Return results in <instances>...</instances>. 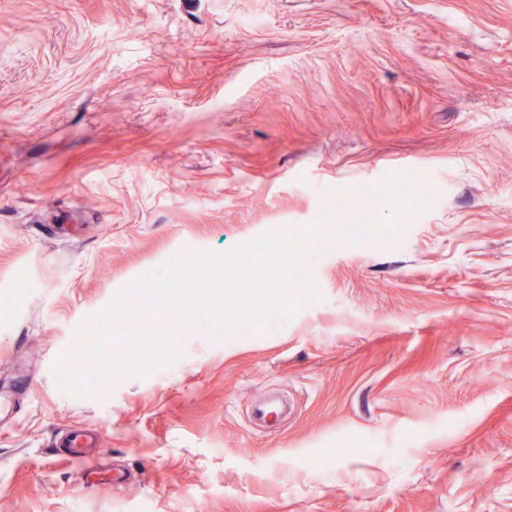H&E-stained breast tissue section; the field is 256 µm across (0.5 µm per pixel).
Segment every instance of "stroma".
<instances>
[{
	"instance_id": "35a3bbf8",
	"label": "stroma",
	"mask_w": 512,
	"mask_h": 512,
	"mask_svg": "<svg viewBox=\"0 0 512 512\" xmlns=\"http://www.w3.org/2000/svg\"><path fill=\"white\" fill-rule=\"evenodd\" d=\"M416 170L292 320L58 388L145 271ZM0 394V512H512V0H0Z\"/></svg>"
}]
</instances>
